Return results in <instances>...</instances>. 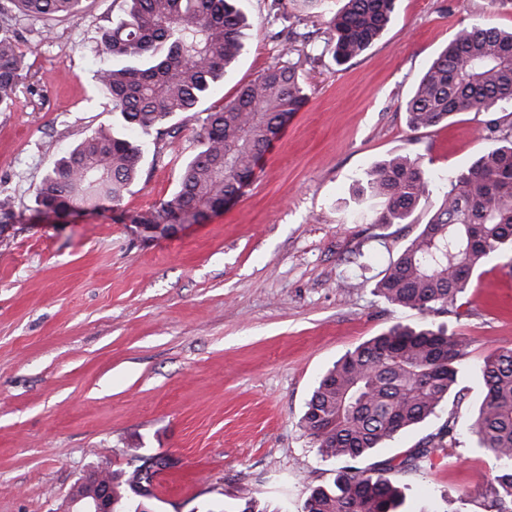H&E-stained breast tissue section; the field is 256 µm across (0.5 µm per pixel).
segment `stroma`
I'll list each match as a JSON object with an SVG mask.
<instances>
[{"label":"stroma","mask_w":512,"mask_h":512,"mask_svg":"<svg viewBox=\"0 0 512 512\" xmlns=\"http://www.w3.org/2000/svg\"><path fill=\"white\" fill-rule=\"evenodd\" d=\"M126 7L85 0L77 15L21 25L31 69L0 112V512H64L80 478L160 453L177 465L155 485V512H221L245 489L262 512H301L341 468L299 425L318 378L389 325L422 319L374 285L440 197L412 222L375 224L358 180L397 155L451 174L486 147L484 114L414 131L401 105L460 27L512 28V0H397L382 36L342 64L323 50L321 17L245 0V50L211 103L291 62L308 100L239 201L164 237L135 220L177 189L197 112L146 154L121 206L57 217L35 201L52 159L111 118L95 76L108 63L101 34ZM291 27L315 34L304 55L274 37ZM432 319L466 338L468 364L512 348V266L491 259L460 308ZM460 384L462 401L361 462L402 459L456 414L452 456L389 471L407 512H486L493 460L468 428L481 385L469 372Z\"/></svg>","instance_id":"1"}]
</instances>
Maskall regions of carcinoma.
<instances>
[{"instance_id":"carcinoma-1","label":"carcinoma","mask_w":512,"mask_h":512,"mask_svg":"<svg viewBox=\"0 0 512 512\" xmlns=\"http://www.w3.org/2000/svg\"><path fill=\"white\" fill-rule=\"evenodd\" d=\"M241 0H127L123 17L101 37L112 65L97 74V90L112 105V122L94 130L55 159L36 186L38 207L56 213L120 205L139 176L146 142L175 137L170 125L195 112L245 48L247 19ZM329 15L324 50L339 63L362 55L380 37L396 0H299ZM83 0H3L0 3V112L10 110L30 69L20 49L19 22L80 13ZM308 32L288 35V53L302 52ZM307 101L295 63L268 68L221 106L206 108L194 150L182 162L178 189L139 224L193 222L207 210L238 199L260 156L288 119ZM512 104V31L484 23L460 28L406 100L408 126L435 127L461 112L488 116L493 144L447 178L441 202L419 233L375 284L390 306L429 314L456 304L476 273L494 256L512 250V123L496 116ZM437 180L418 158L395 156L369 170L364 189L378 200L375 224H402ZM467 356L465 337L442 323H395L346 354L318 381L300 419L324 459L345 465L333 485L316 487L303 512H403L404 499L386 473L414 469L431 455L459 446L458 421L450 416L398 464L355 466L404 429L437 415L457 390ZM483 398L470 430L477 447L495 460L490 507L512 505V348H502L476 368ZM118 476L102 471L111 486L113 512H152L154 478L171 467L165 459Z\"/></svg>"}]
</instances>
